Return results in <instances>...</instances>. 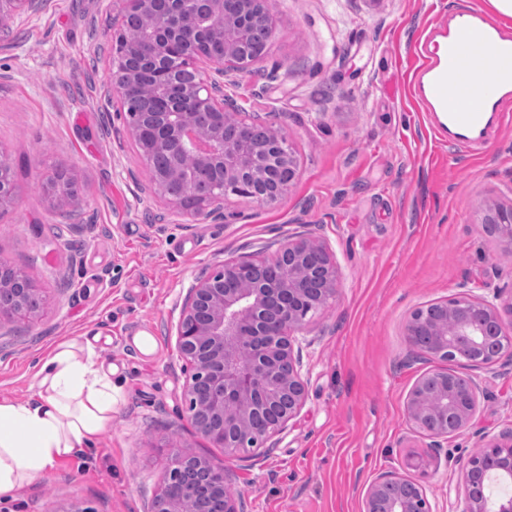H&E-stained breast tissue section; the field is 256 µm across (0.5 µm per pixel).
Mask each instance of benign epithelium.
Masks as SVG:
<instances>
[{
    "label": "benign epithelium",
    "mask_w": 512,
    "mask_h": 512,
    "mask_svg": "<svg viewBox=\"0 0 512 512\" xmlns=\"http://www.w3.org/2000/svg\"><path fill=\"white\" fill-rule=\"evenodd\" d=\"M139 16L141 35L112 58V85L121 101L141 96L134 62L154 66L153 121L131 128L139 155H167L166 173L152 170L161 195L171 180L182 184L168 201L212 224L224 223V198L230 194L271 203L298 176V163L286 139L272 130L256 140L259 123L241 117L224 97V78L262 62L243 45L258 36L271 40L276 19L267 0H129ZM212 170L215 180L201 196L179 159ZM16 189L9 163L0 160V209L10 206ZM483 223L512 244V206L490 209ZM336 258L312 234L282 242L270 258L230 257L188 288L176 326V346L187 372L185 395L194 429L234 458L243 441L258 448L296 418L308 398L297 334L309 312L335 299ZM40 305L32 279L0 256V318H29ZM432 316L420 307L407 324L409 342L440 361L457 354L470 374L436 371L420 377L406 399L410 425L439 440L472 426L482 392L481 373L512 360V297L497 305L484 297L460 296L439 304ZM426 461L405 459L403 470L377 473L365 486V512H439L426 486L412 475ZM512 484V427L503 430L484 453L470 458L461 476L457 512H512V495H479L475 486ZM152 512H181L189 500L207 499L205 512H239L226 483V469L206 459L175 453L161 475Z\"/></svg>",
    "instance_id": "benign-epithelium-1"
}]
</instances>
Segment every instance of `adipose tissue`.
Masks as SVG:
<instances>
[{
  "label": "adipose tissue",
  "mask_w": 512,
  "mask_h": 512,
  "mask_svg": "<svg viewBox=\"0 0 512 512\" xmlns=\"http://www.w3.org/2000/svg\"><path fill=\"white\" fill-rule=\"evenodd\" d=\"M114 373L90 341L75 337L41 361L31 396L0 401V497L41 481L111 428Z\"/></svg>",
  "instance_id": "adipose-tissue-1"
}]
</instances>
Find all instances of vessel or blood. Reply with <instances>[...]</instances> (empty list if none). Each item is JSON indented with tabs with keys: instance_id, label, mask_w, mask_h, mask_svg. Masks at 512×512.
<instances>
[{
	"instance_id": "vessel-or-blood-1",
	"label": "vessel or blood",
	"mask_w": 512,
	"mask_h": 512,
	"mask_svg": "<svg viewBox=\"0 0 512 512\" xmlns=\"http://www.w3.org/2000/svg\"><path fill=\"white\" fill-rule=\"evenodd\" d=\"M484 62L489 76L471 82L472 65ZM415 95L439 116L438 131L461 148L479 146L490 134L496 112L512 103V33L474 6L449 13L419 45L413 74ZM471 104H461L464 96Z\"/></svg>"
}]
</instances>
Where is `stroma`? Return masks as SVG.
I'll return each instance as SVG.
<instances>
[{"instance_id":"1","label":"stroma","mask_w":512,"mask_h":512,"mask_svg":"<svg viewBox=\"0 0 512 512\" xmlns=\"http://www.w3.org/2000/svg\"><path fill=\"white\" fill-rule=\"evenodd\" d=\"M459 0H270L263 62L224 84L247 116L284 136L299 164L273 204L231 195L213 224L174 208L126 133L112 55L126 0H39L0 28V154L16 200L0 214V256L40 290L30 322L0 320V400L32 392L43 356L95 340L122 387L112 427L0 512H151L168 447L229 469L239 512H363L361 488L430 440L407 422L416 380L450 364L415 352L412 312L512 287V251L488 206L512 205V106L482 147L449 145L413 95V53ZM70 174L79 205L49 193ZM310 233L332 249L336 299L299 338L309 396L285 432L225 460L192 427L176 347L195 277L241 254L272 257ZM150 335V351L134 342ZM470 431L442 441L424 477L455 501L481 441L512 426V365L486 373Z\"/></svg>"}]
</instances>
